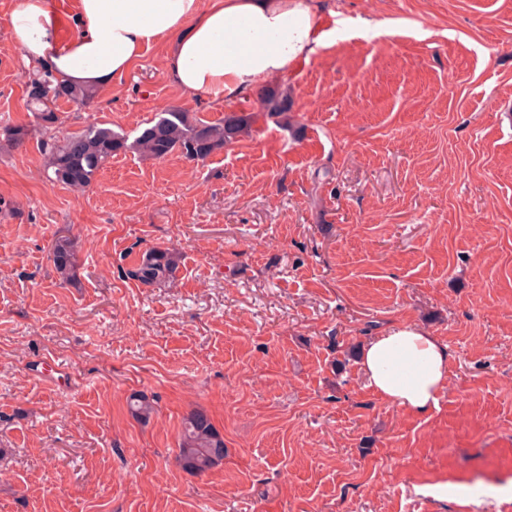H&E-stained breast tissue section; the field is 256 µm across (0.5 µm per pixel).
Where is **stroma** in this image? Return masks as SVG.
<instances>
[{
	"label": "stroma",
	"mask_w": 512,
	"mask_h": 512,
	"mask_svg": "<svg viewBox=\"0 0 512 512\" xmlns=\"http://www.w3.org/2000/svg\"><path fill=\"white\" fill-rule=\"evenodd\" d=\"M0 0V512H505L512 496V0H315L385 24L226 105L147 49L80 107L135 134L176 106L252 117L202 162L119 153L90 189L47 179L29 71ZM287 94V119L265 89ZM24 125L23 144L3 130ZM81 267L59 285L50 245ZM182 254L170 287L128 277ZM409 323L448 347L420 416L379 399L357 350ZM157 402L133 419L130 393ZM204 410L224 460H176ZM447 486V498L431 487ZM49 260L61 283L73 284L77 281L80 258L75 238L68 235L58 236L51 244ZM179 252L170 247L149 246L141 250L127 275L149 288H164L179 269Z\"/></svg>",
	"instance_id": "35a3bbf8"
}]
</instances>
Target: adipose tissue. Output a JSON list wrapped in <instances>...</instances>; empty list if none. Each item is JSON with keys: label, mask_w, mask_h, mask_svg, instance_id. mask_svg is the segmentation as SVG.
<instances>
[{"label": "adipose tissue", "mask_w": 512, "mask_h": 512, "mask_svg": "<svg viewBox=\"0 0 512 512\" xmlns=\"http://www.w3.org/2000/svg\"><path fill=\"white\" fill-rule=\"evenodd\" d=\"M77 18L76 34L62 43L51 0H20L8 32L26 65L94 88L113 85L166 42L171 80L220 104L336 41L312 0H77ZM359 363L378 398L419 415L437 407L448 384L447 345L411 324L367 341Z\"/></svg>", "instance_id": "1"}]
</instances>
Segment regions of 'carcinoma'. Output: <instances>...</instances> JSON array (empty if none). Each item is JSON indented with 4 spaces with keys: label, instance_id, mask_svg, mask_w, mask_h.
Here are the masks:
<instances>
[{
    "label": "carcinoma",
    "instance_id": "carcinoma-1",
    "mask_svg": "<svg viewBox=\"0 0 512 512\" xmlns=\"http://www.w3.org/2000/svg\"><path fill=\"white\" fill-rule=\"evenodd\" d=\"M96 95L91 87L58 83L47 72L30 79L27 107L47 137L40 142L49 180L71 189L86 190L94 183L98 172L112 157L128 150L146 159H163L179 152L190 161H204L225 146L239 141L249 132L252 116L231 113L219 122L206 121L171 107L158 113L149 126L141 129L134 139L100 124H90L80 132L56 140L49 132L56 128L59 116L55 102L60 98L90 105ZM264 108L272 115L288 116L292 103L274 90L263 98ZM49 260L53 271L64 284L77 281L80 258L76 239L61 235L51 244ZM179 252L170 247L149 246L141 250L127 275L149 288H163L171 283L179 269ZM130 415L147 422L155 413V403L147 396L133 393L127 399ZM177 459L185 471L203 474L224 460V437L205 411L193 409L182 420Z\"/></svg>",
    "mask_w": 512,
    "mask_h": 512
}]
</instances>
